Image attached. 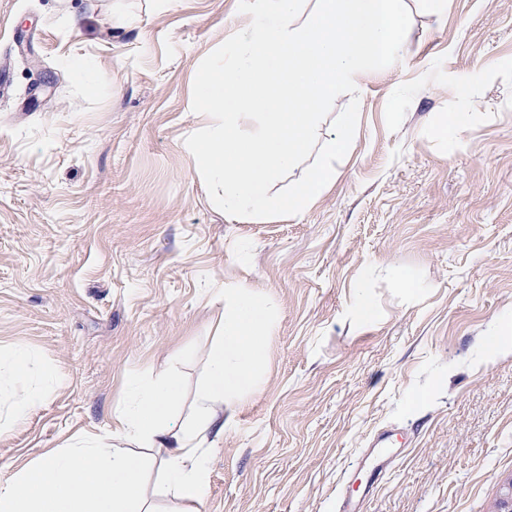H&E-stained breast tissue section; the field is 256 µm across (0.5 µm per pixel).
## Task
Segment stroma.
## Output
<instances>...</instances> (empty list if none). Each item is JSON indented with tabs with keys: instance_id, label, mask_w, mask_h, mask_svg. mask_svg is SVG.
<instances>
[{
	"instance_id": "stroma-1",
	"label": "stroma",
	"mask_w": 512,
	"mask_h": 512,
	"mask_svg": "<svg viewBox=\"0 0 512 512\" xmlns=\"http://www.w3.org/2000/svg\"><path fill=\"white\" fill-rule=\"evenodd\" d=\"M405 4L335 184L248 221L182 149L194 73L250 24L238 0H0V351L54 375L0 435V477L106 436L135 379L178 373L192 417L245 284L274 330L257 391L210 406L199 512H486L512 474V347L488 345L512 325V0ZM385 427L412 437L366 497Z\"/></svg>"
}]
</instances>
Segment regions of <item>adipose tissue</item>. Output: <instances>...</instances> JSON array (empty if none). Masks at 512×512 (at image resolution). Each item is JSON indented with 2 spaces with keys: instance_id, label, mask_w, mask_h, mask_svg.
I'll return each mask as SVG.
<instances>
[{
  "instance_id": "ef3b65f1",
  "label": "adipose tissue",
  "mask_w": 512,
  "mask_h": 512,
  "mask_svg": "<svg viewBox=\"0 0 512 512\" xmlns=\"http://www.w3.org/2000/svg\"><path fill=\"white\" fill-rule=\"evenodd\" d=\"M224 296L229 305L220 341L191 422L176 429L169 422L170 404L181 389L177 376L135 384L107 438L88 447L50 451L0 479V512H157L145 495V464L122 450L125 442L167 445L162 477L183 502L182 512H198L208 476L195 456L196 433L208 419L210 402L233 403L256 389L254 368L273 328L265 302L251 288H228Z\"/></svg>"
}]
</instances>
